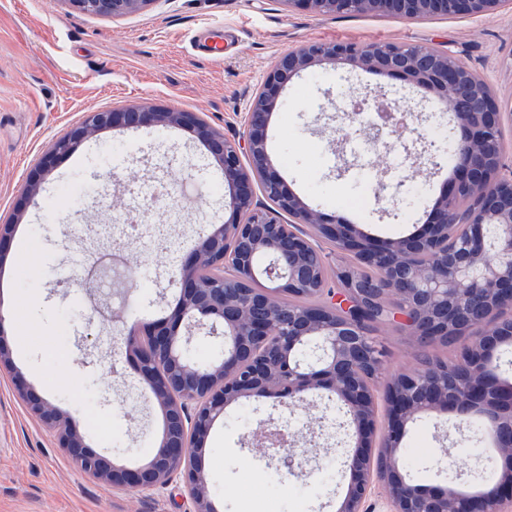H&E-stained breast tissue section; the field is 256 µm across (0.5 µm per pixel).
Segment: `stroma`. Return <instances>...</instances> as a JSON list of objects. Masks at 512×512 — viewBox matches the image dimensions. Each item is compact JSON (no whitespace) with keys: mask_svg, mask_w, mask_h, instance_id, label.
I'll return each instance as SVG.
<instances>
[{"mask_svg":"<svg viewBox=\"0 0 512 512\" xmlns=\"http://www.w3.org/2000/svg\"><path fill=\"white\" fill-rule=\"evenodd\" d=\"M211 31L222 56L189 47ZM395 42L449 50L512 102V10L423 23L377 15L319 16L282 0H154L121 17H96L66 0H0V221L17 203L24 216L0 266V310L15 364L32 393L66 411L91 448L114 462L143 463L161 433L162 413L121 341L123 322H150L168 310L181 259L211 225L228 218L224 176L205 148L179 129H111L82 143L46 176L39 195L21 193L53 142L91 112L158 105L197 112L233 139L242 135L253 96L276 58L314 42ZM354 97L422 104L415 132L372 145L342 109ZM448 113L424 92L336 61L288 82L267 131L268 151L288 187L330 216L380 239L423 224L445 179L418 159L422 145L446 146ZM113 174L109 184L97 181ZM385 200H377L378 188ZM163 224L176 250L125 224ZM120 247L137 286L118 309L122 323L90 318L70 282L89 240ZM377 337L384 373L417 367L410 337L389 327ZM289 423L300 435L303 470L285 473L253 438L262 423ZM353 444L335 402L315 398L286 409L240 401L213 426L204 449L212 496L224 512H336L347 477L339 461ZM411 479L437 482V461L454 454L470 479L473 431L448 418L409 423L403 442ZM179 482L128 490L84 475L33 418L0 371V512H188Z\"/></svg>","mask_w":512,"mask_h":512,"instance_id":"stroma-1","label":"stroma"}]
</instances>
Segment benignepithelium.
I'll list each match as a JSON object with an SVG mask.
<instances>
[{
  "instance_id": "1",
  "label": "benign epithelium",
  "mask_w": 512,
  "mask_h": 512,
  "mask_svg": "<svg viewBox=\"0 0 512 512\" xmlns=\"http://www.w3.org/2000/svg\"><path fill=\"white\" fill-rule=\"evenodd\" d=\"M79 12L121 17L153 0H69ZM318 15L344 13L351 0H282ZM366 10L408 17H469L493 14L512 0H361ZM343 59L366 72L423 88L448 106L460 137L442 150L454 161L453 177L417 232L379 240L337 217L332 220L286 186L272 165L267 129L272 109L288 81L326 60ZM461 83L460 72L424 59L405 46L382 42L309 43L277 58L247 113L244 136L231 141L197 112L172 107L131 106L98 111L58 140L31 175L25 199L35 197L43 177L82 142L103 131L153 127L193 134L224 173L231 215L199 237L174 281L178 295L166 317L132 324L122 336L127 355L163 410V432L148 461L120 466L90 448L69 417L49 400L29 393L15 370L0 314V366L14 371V385L30 412L57 437L85 475L126 489H155L180 478L191 512H221L202 466V450L224 409L244 398L273 399L284 406L304 404L327 394L345 410L357 436V448L342 459L349 475L337 512H366L377 485L390 512H512V381L490 370L512 349V166L505 162L502 128L512 113L488 83L448 94ZM402 125L387 113L365 127L379 142L399 134ZM465 194L460 216L448 201ZM288 214L284 223L280 214ZM310 231H305L304 227ZM350 258L342 266L340 289L324 287L328 255L322 243ZM268 286L254 287L258 274ZM77 285L97 309L105 305L95 276ZM319 293L312 306L286 307L283 294ZM388 301L384 319L403 320L407 335L424 344L469 336L457 357L443 364L393 375L385 386L388 423L377 455L371 453L375 426V381L384 352L368 325L359 319L363 304L381 296ZM208 342L216 354L200 362L193 343ZM454 419L458 430L476 420L484 426L492 454L475 461L495 472L476 494L460 492L452 464L442 483L419 484L404 473L400 454L409 422L422 415ZM286 439L270 450L285 472L303 466L295 449L297 433L278 427Z\"/></svg>"
}]
</instances>
